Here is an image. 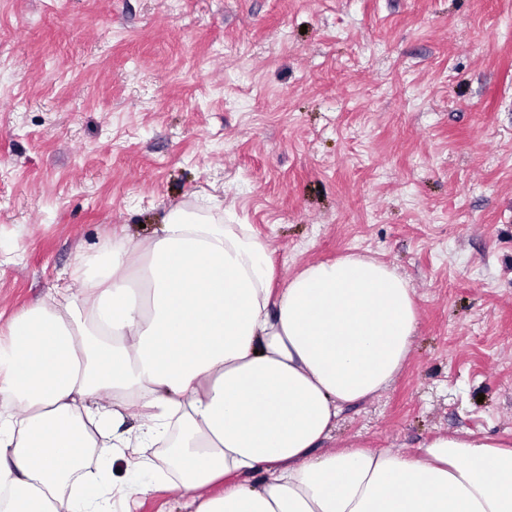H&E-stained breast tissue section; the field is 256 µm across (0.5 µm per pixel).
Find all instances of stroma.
I'll list each match as a JSON object with an SVG mask.
<instances>
[{"label":"stroma","instance_id":"35a3bbf8","mask_svg":"<svg viewBox=\"0 0 512 512\" xmlns=\"http://www.w3.org/2000/svg\"><path fill=\"white\" fill-rule=\"evenodd\" d=\"M207 198L275 287L359 253L414 292L325 448L512 440V0H0V327Z\"/></svg>","mask_w":512,"mask_h":512}]
</instances>
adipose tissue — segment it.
<instances>
[{
	"mask_svg": "<svg viewBox=\"0 0 512 512\" xmlns=\"http://www.w3.org/2000/svg\"><path fill=\"white\" fill-rule=\"evenodd\" d=\"M274 277L250 225L177 207L0 329V512H112L115 467L136 500L161 474L127 451L163 440L190 512H512V446L480 434L321 449L410 354L405 279L355 254Z\"/></svg>",
	"mask_w": 512,
	"mask_h": 512,
	"instance_id": "adipose-tissue-1",
	"label": "adipose tissue"
}]
</instances>
